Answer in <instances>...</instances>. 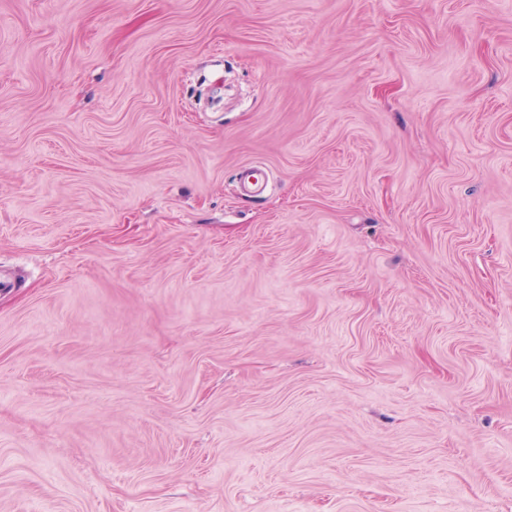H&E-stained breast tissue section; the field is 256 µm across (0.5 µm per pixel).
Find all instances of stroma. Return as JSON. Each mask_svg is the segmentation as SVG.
Segmentation results:
<instances>
[{"instance_id":"1","label":"stroma","mask_w":512,"mask_h":512,"mask_svg":"<svg viewBox=\"0 0 512 512\" xmlns=\"http://www.w3.org/2000/svg\"><path fill=\"white\" fill-rule=\"evenodd\" d=\"M0 512H512V0H0Z\"/></svg>"}]
</instances>
